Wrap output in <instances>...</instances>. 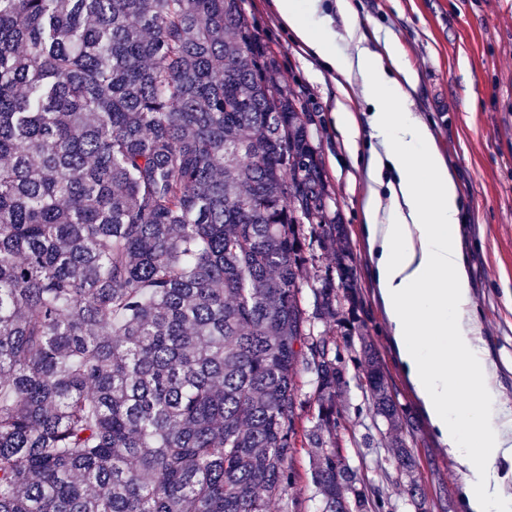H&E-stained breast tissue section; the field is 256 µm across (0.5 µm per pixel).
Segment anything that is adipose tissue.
Masks as SVG:
<instances>
[{"mask_svg":"<svg viewBox=\"0 0 512 512\" xmlns=\"http://www.w3.org/2000/svg\"><path fill=\"white\" fill-rule=\"evenodd\" d=\"M294 36L341 77L335 112L349 143L360 129L347 105L359 88L371 106L368 125L381 152L372 153L362 215L373 275L401 367L443 447L464 472L466 512H512V410L504 408L473 310L460 243L459 191L428 126L410 110L413 84L394 53L364 45L351 0H336L344 28L302 19L298 0H277ZM349 48L337 50V40ZM471 404L452 405L456 391Z\"/></svg>","mask_w":512,"mask_h":512,"instance_id":"obj_1","label":"adipose tissue"}]
</instances>
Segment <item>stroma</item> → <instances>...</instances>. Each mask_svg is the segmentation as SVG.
Returning a JSON list of instances; mask_svg holds the SVG:
<instances>
[{
  "label": "stroma",
  "mask_w": 512,
  "mask_h": 512,
  "mask_svg": "<svg viewBox=\"0 0 512 512\" xmlns=\"http://www.w3.org/2000/svg\"><path fill=\"white\" fill-rule=\"evenodd\" d=\"M374 51L393 48L415 77L414 110L455 173L461 194V238L470 268L481 335L498 369L503 400L512 407V0H354ZM242 7L275 59V77L311 112L322 161L351 239L360 331L379 350L404 410L407 442L422 473L428 512H464L462 476L442 448L404 375L375 288L362 220L368 140L351 154L334 112L339 78L308 55L280 19L275 0ZM359 344L342 349L345 387L339 436L349 465L370 493L395 512H417L391 484L395 461L380 441L383 427L359 378Z\"/></svg>",
  "instance_id": "stroma-1"
}]
</instances>
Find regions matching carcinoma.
Returning a JSON list of instances; mask_svg holds the SVG:
<instances>
[{"label":"carcinoma","mask_w":512,"mask_h":512,"mask_svg":"<svg viewBox=\"0 0 512 512\" xmlns=\"http://www.w3.org/2000/svg\"><path fill=\"white\" fill-rule=\"evenodd\" d=\"M242 2L0 0V512H270L300 436L314 512L385 508L336 443L347 229ZM359 364L412 495L365 341ZM299 368L298 373V384H299V391H298V401L300 400L303 403L302 410H298V412L301 414V422L304 425H310L307 421V419H312L317 413L316 406L312 403H307L308 400H310L309 396L312 395V387L308 383V376L305 374L301 366Z\"/></svg>","instance_id":"carcinoma-1"}]
</instances>
